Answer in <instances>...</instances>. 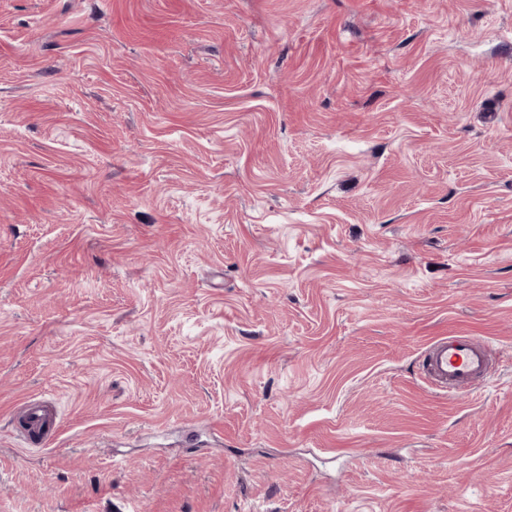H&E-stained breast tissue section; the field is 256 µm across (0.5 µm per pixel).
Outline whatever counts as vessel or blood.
Here are the masks:
<instances>
[{
	"mask_svg": "<svg viewBox=\"0 0 512 512\" xmlns=\"http://www.w3.org/2000/svg\"><path fill=\"white\" fill-rule=\"evenodd\" d=\"M428 382L436 389L451 394L469 392L476 381L486 378L490 356L484 342L467 335L446 336L431 344L424 354ZM27 434L39 445L50 442L54 424L50 409L39 402H29L25 410Z\"/></svg>",
	"mask_w": 512,
	"mask_h": 512,
	"instance_id": "b4317fda",
	"label": "vessel or blood"
}]
</instances>
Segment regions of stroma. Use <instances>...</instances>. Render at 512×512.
I'll use <instances>...</instances> for the list:
<instances>
[{
    "mask_svg": "<svg viewBox=\"0 0 512 512\" xmlns=\"http://www.w3.org/2000/svg\"><path fill=\"white\" fill-rule=\"evenodd\" d=\"M0 512H512V0H0ZM423 362L428 382L448 394L474 390L490 370L487 345L467 335L438 339L427 348ZM25 418L28 423L26 431L30 439L39 445L47 446L50 442L49 431L54 424V417L50 409L40 402L31 401L26 407ZM21 436L25 443L31 444L26 434Z\"/></svg>",
    "mask_w": 512,
    "mask_h": 512,
    "instance_id": "1",
    "label": "stroma"
}]
</instances>
